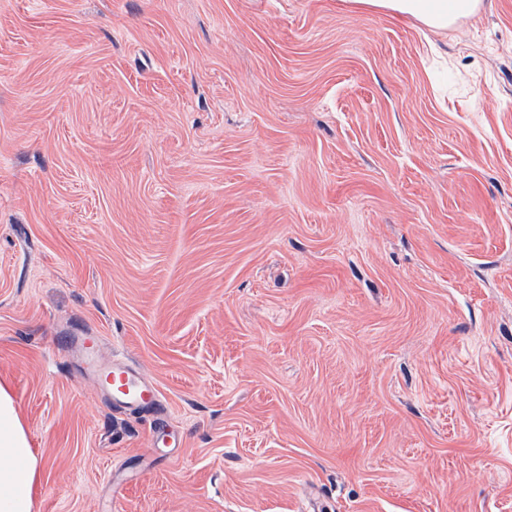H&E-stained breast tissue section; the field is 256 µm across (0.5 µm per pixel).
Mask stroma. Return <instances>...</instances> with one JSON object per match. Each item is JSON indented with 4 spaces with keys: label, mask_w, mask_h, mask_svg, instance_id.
I'll return each instance as SVG.
<instances>
[{
    "label": "stroma",
    "mask_w": 512,
    "mask_h": 512,
    "mask_svg": "<svg viewBox=\"0 0 512 512\" xmlns=\"http://www.w3.org/2000/svg\"><path fill=\"white\" fill-rule=\"evenodd\" d=\"M0 385L35 512H512V0H0ZM356 10H386L410 16L433 30H447L478 10L479 0H345ZM101 336L85 333L74 336L73 353L82 370L98 384L101 394L112 405L123 410H138L152 405L157 407L161 394L130 364L121 360L102 362L98 349Z\"/></svg>",
    "instance_id": "stroma-1"
}]
</instances>
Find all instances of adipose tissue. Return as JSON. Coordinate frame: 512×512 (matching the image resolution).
<instances>
[{"instance_id":"1","label":"adipose tissue","mask_w":512,"mask_h":512,"mask_svg":"<svg viewBox=\"0 0 512 512\" xmlns=\"http://www.w3.org/2000/svg\"><path fill=\"white\" fill-rule=\"evenodd\" d=\"M356 10H385L445 30L475 13L480 0H346ZM40 461L30 448L12 397L0 387V512H33Z\"/></svg>"}]
</instances>
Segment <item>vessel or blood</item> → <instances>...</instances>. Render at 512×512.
Returning <instances> with one entry per match:
<instances>
[{
	"label": "vessel or blood",
	"mask_w": 512,
	"mask_h": 512,
	"mask_svg": "<svg viewBox=\"0 0 512 512\" xmlns=\"http://www.w3.org/2000/svg\"><path fill=\"white\" fill-rule=\"evenodd\" d=\"M99 336L87 333L73 339V353L82 370L98 384L102 395L113 406L138 410L160 403L161 394L130 364L121 360L101 361Z\"/></svg>",
	"instance_id": "b4317fda"
}]
</instances>
